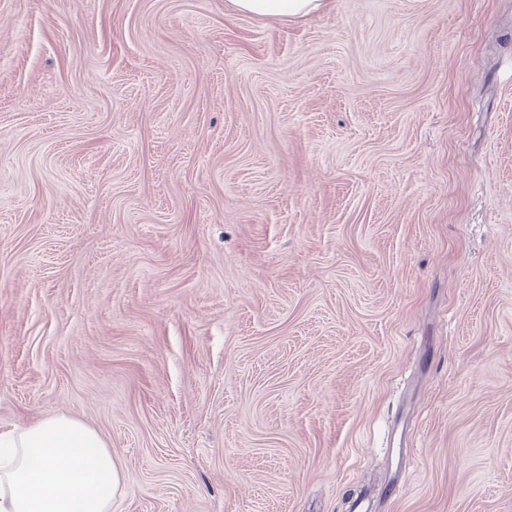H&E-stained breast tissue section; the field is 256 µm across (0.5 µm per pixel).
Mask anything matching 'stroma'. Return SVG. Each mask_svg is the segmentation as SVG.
<instances>
[{
	"mask_svg": "<svg viewBox=\"0 0 512 512\" xmlns=\"http://www.w3.org/2000/svg\"><path fill=\"white\" fill-rule=\"evenodd\" d=\"M49 415L111 512H512V0H0V432ZM238 13L288 20L306 17L322 10L329 0H227Z\"/></svg>",
	"mask_w": 512,
	"mask_h": 512,
	"instance_id": "35a3bbf8",
	"label": "stroma"
}]
</instances>
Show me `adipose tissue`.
<instances>
[{
  "instance_id": "obj_1",
  "label": "adipose tissue",
  "mask_w": 512,
  "mask_h": 512,
  "mask_svg": "<svg viewBox=\"0 0 512 512\" xmlns=\"http://www.w3.org/2000/svg\"><path fill=\"white\" fill-rule=\"evenodd\" d=\"M239 13L288 20L328 0H228ZM123 474L102 437L83 422L50 416L0 434V512H110Z\"/></svg>"
}]
</instances>
